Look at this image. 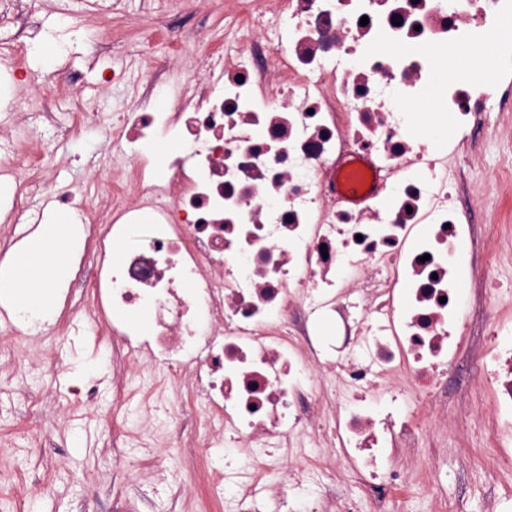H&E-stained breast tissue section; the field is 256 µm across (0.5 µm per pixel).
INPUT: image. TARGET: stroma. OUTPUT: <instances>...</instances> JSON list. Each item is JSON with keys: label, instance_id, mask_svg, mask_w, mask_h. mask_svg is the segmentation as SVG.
<instances>
[{"label": "stroma", "instance_id": "1", "mask_svg": "<svg viewBox=\"0 0 512 512\" xmlns=\"http://www.w3.org/2000/svg\"><path fill=\"white\" fill-rule=\"evenodd\" d=\"M96 0H37L29 29L30 49L24 60L12 52L11 18L0 19V90L22 103L15 111L0 110V159L27 150L44 154L47 178L74 186L89 217L112 202L113 174L131 179L132 195L143 187L136 183L135 165L118 155L112 125L130 100L138 73L136 50L163 56L162 45L148 41L157 26H188L196 39L171 70L181 80L197 67L213 39L223 37L229 19L226 0H203L197 14L179 13L167 0H123L121 12L102 23ZM51 40L53 51L38 48ZM24 71L23 85L13 81L15 71ZM69 82L78 96L92 98L94 113L84 118L78 130L63 131L29 117L31 103H50L53 112L65 115L70 104L54 99L60 82ZM496 130L482 131V144L475 154L458 165L459 205L478 230V248H492L495 266L487 276L500 293L495 310L512 318V181H497L495 174L504 156H512V112L501 113ZM81 285L66 276L55 290L54 317L58 329L49 337L60 361L46 370L30 344L25 364L0 354V512H112L109 497L94 496L72 474L89 476L97 488L112 482L115 460L105 441L102 420L112 408V352L106 342L91 336L65 333L70 319L65 299L79 301ZM491 407L481 394L471 408L472 423L464 431L435 433L449 497L463 501L466 512H487L498 488L487 474L486 433L482 417ZM155 442L143 437L132 453L149 457L161 469L167 483H182L190 498L204 496L205 487L173 451L153 454ZM54 482L56 493L43 498L34 488L37 481Z\"/></svg>", "mask_w": 512, "mask_h": 512}]
</instances>
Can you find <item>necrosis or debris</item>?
Masks as SVG:
<instances>
[{
	"label": "necrosis or debris",
	"instance_id": "necrosis-or-debris-1",
	"mask_svg": "<svg viewBox=\"0 0 512 512\" xmlns=\"http://www.w3.org/2000/svg\"><path fill=\"white\" fill-rule=\"evenodd\" d=\"M167 56H142L128 106L112 126L146 187L112 184L101 213L85 328L112 347V402H128L133 369L153 373L157 400L191 390L204 432L179 440L232 512H407V496L456 512L438 477L409 462L447 428L443 374L467 358L491 397V456L512 512V321L472 311L464 282L474 230L451 173L463 145L512 99V0H238L169 108L154 111L171 59L190 34L154 33ZM485 49L498 80L443 81L445 49ZM452 115L451 135L416 131L413 105ZM19 153L0 169L25 174L28 196L72 204L71 186L37 174ZM356 189L361 206L337 186ZM140 231L116 263L109 242ZM151 313L148 334L128 316ZM469 347H462V339ZM121 423L109 430L123 468L112 512H129ZM347 489L328 495L336 478Z\"/></svg>",
	"mask_w": 512,
	"mask_h": 512
}]
</instances>
